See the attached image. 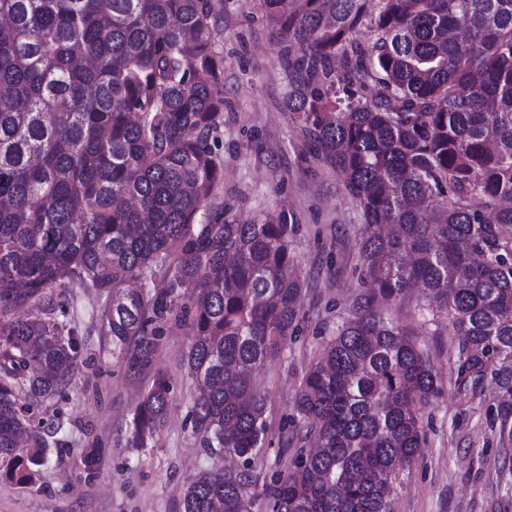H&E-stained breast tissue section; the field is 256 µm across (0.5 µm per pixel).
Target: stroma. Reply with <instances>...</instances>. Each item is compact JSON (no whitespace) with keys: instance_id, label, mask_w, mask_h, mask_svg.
<instances>
[{"instance_id":"stroma-1","label":"stroma","mask_w":512,"mask_h":512,"mask_svg":"<svg viewBox=\"0 0 512 512\" xmlns=\"http://www.w3.org/2000/svg\"><path fill=\"white\" fill-rule=\"evenodd\" d=\"M214 24V49L224 60L217 88L225 102L211 142L224 168L216 198L244 218H298L290 249L304 283V330L257 373L268 418L255 468L269 474L286 468L281 427L303 372L363 290L355 272L362 219L335 173L311 157L288 119L287 79L259 0H218ZM67 297L66 316L81 329L82 351L69 385L41 407L44 416L61 418L65 445L50 449L34 484L0 481V512H180L189 479L232 464L201 448L193 433L196 390L183 366L188 327L168 326L150 366L134 374L113 361L94 329L101 299L82 288ZM393 315L428 352L440 393L421 410L425 445L400 471L391 512H512V473L503 469L500 437L502 425L512 426V408L489 380L480 392L458 391L455 339L430 321L418 293L406 294ZM159 371L173 385L167 423L148 447H130L133 410ZM90 452L99 458L92 474L83 463Z\"/></svg>"}]
</instances>
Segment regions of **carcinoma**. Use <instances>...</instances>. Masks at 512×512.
<instances>
[{"instance_id":"cac0c4a2","label":"carcinoma","mask_w":512,"mask_h":512,"mask_svg":"<svg viewBox=\"0 0 512 512\" xmlns=\"http://www.w3.org/2000/svg\"><path fill=\"white\" fill-rule=\"evenodd\" d=\"M216 6L0 0V480L33 483L60 445L28 412L75 364L79 330L58 313L77 287L103 299L117 363L147 366L170 322L191 328L193 431L240 466L192 478L181 512H390L438 393L391 314L408 289L456 338L458 389L490 375L512 400V0H260L289 119L360 209L369 285L295 397L314 451L263 479L254 375L301 331L297 217L242 222L216 202ZM170 393L157 373L131 447L162 429Z\"/></svg>"}]
</instances>
